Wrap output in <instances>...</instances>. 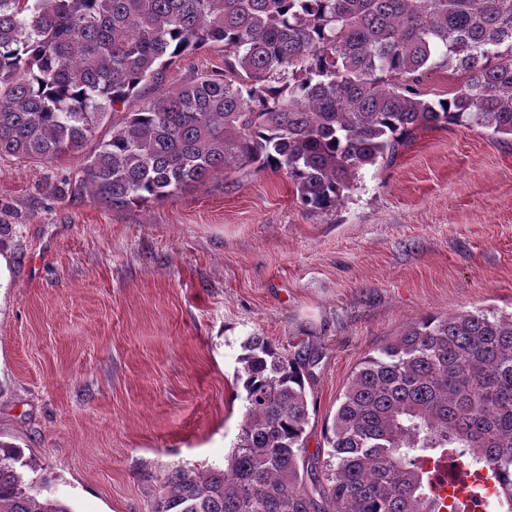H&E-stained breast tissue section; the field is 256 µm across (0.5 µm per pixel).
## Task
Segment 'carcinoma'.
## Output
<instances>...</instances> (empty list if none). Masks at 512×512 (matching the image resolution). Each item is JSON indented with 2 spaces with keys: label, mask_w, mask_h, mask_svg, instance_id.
Returning a JSON list of instances; mask_svg holds the SVG:
<instances>
[{
  "label": "carcinoma",
  "mask_w": 512,
  "mask_h": 512,
  "mask_svg": "<svg viewBox=\"0 0 512 512\" xmlns=\"http://www.w3.org/2000/svg\"><path fill=\"white\" fill-rule=\"evenodd\" d=\"M203 47L224 51V70L164 87ZM434 70L461 77L452 97H422ZM132 100L75 194L122 208L253 167L334 210L420 128L512 141V0H0V157L75 153ZM241 350L227 466L174 472L152 512H447L427 469L443 459L487 469L495 512H512V312L425 318L361 362L310 487L303 358L259 336ZM28 468L0 442V512H72L32 494Z\"/></svg>",
  "instance_id": "1"
}]
</instances>
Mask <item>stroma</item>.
I'll return each mask as SVG.
<instances>
[{"instance_id":"35a3bbf8","label":"stroma","mask_w":512,"mask_h":512,"mask_svg":"<svg viewBox=\"0 0 512 512\" xmlns=\"http://www.w3.org/2000/svg\"><path fill=\"white\" fill-rule=\"evenodd\" d=\"M223 68L206 47L164 84ZM84 157L0 158V441L73 512H151L168 475L224 467L248 337L307 357L317 474L365 357L428 316L512 311V142L482 129L418 130L329 212L271 170L111 209L72 193Z\"/></svg>"}]
</instances>
